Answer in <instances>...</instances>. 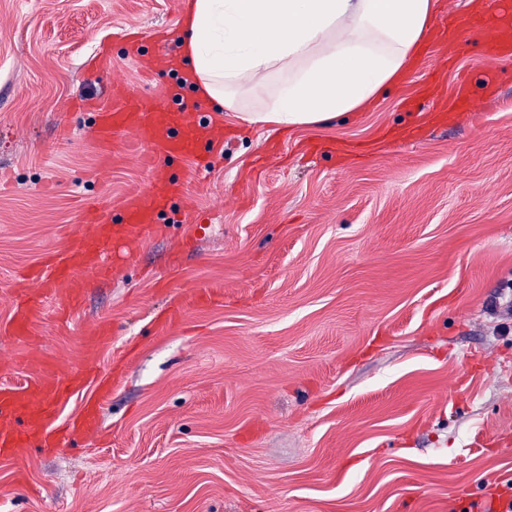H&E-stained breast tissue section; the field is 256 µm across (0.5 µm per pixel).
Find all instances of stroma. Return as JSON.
<instances>
[{
	"label": "stroma",
	"instance_id": "obj_1",
	"mask_svg": "<svg viewBox=\"0 0 512 512\" xmlns=\"http://www.w3.org/2000/svg\"><path fill=\"white\" fill-rule=\"evenodd\" d=\"M182 0H0V386L40 353L80 365L83 333L115 330L112 440L0 457V512H459L512 483V80L487 92L470 35L427 41L357 116L295 129L236 125L204 175L176 160L208 233L173 202L165 232L9 335L11 284L81 220L149 174L131 136L100 166L91 113L111 86L162 98L120 31H175ZM111 74L88 70L99 44ZM468 74L476 108L440 122ZM206 301H196L199 292Z\"/></svg>",
	"mask_w": 512,
	"mask_h": 512
}]
</instances>
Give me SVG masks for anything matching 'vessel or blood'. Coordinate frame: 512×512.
Wrapping results in <instances>:
<instances>
[{
  "instance_id": "vessel-or-blood-1",
  "label": "vessel or blood",
  "mask_w": 512,
  "mask_h": 512,
  "mask_svg": "<svg viewBox=\"0 0 512 512\" xmlns=\"http://www.w3.org/2000/svg\"><path fill=\"white\" fill-rule=\"evenodd\" d=\"M496 2V8L488 13L450 12L443 33L448 45L463 42L473 27L480 26L488 31L482 43L485 55L512 59V8H505V0ZM82 108L95 114L104 166L112 164L115 136L129 134L140 144L150 175V189L127 194L121 201V217L117 220L101 202H87L79 226L68 238L67 250L46 257L16 278L14 285L21 294L13 301L8 332L18 338L32 334L48 297H56L64 310L78 309L86 284L110 275L109 248L113 240L134 244L158 235L162 229L161 214L173 200L187 198L183 182L170 176L169 163L189 158L197 171H206L210 160L201 154V147H214L222 141L202 115L186 112L181 92L176 88L162 100L151 94L116 92L106 108L96 107L92 102L83 103ZM111 338L109 324L98 323L88 328V364L70 370L63 379L58 378L53 364L29 358L28 363L38 376L33 386L0 388V449L19 452L31 446L68 448L79 436L100 434L99 421L94 417L79 426L72 422L61 424L59 407L76 391L103 387L104 381L93 364Z\"/></svg>"
}]
</instances>
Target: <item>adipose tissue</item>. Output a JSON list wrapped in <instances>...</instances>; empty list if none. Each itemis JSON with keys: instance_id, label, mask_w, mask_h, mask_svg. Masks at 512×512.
<instances>
[{"instance_id": "ef3b65f1", "label": "adipose tissue", "mask_w": 512, "mask_h": 512, "mask_svg": "<svg viewBox=\"0 0 512 512\" xmlns=\"http://www.w3.org/2000/svg\"><path fill=\"white\" fill-rule=\"evenodd\" d=\"M434 0H191L180 59L197 97L245 125L359 112L418 55Z\"/></svg>"}]
</instances>
